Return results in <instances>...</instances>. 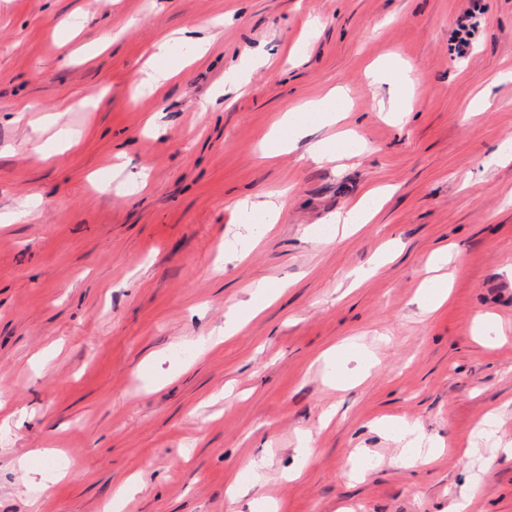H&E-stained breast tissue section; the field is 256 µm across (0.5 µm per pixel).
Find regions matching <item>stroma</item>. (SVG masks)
I'll return each instance as SVG.
<instances>
[{"label": "stroma", "instance_id": "obj_1", "mask_svg": "<svg viewBox=\"0 0 512 512\" xmlns=\"http://www.w3.org/2000/svg\"><path fill=\"white\" fill-rule=\"evenodd\" d=\"M192 27L207 54L133 96L151 46L188 58ZM392 56L419 75L402 124L369 76ZM338 87L358 157L304 159L331 133L315 124L258 157L281 113ZM509 142L512 0H0V512H451L464 491L467 512H512ZM379 184L395 192L372 223L329 224ZM269 192L282 217L249 236L231 204ZM449 246L450 298L423 314L427 261ZM259 284L280 293L212 344ZM349 346L376 364L331 387L323 357ZM379 421L444 451L390 465ZM483 422L497 442L475 440ZM37 448L70 459L45 492L21 467ZM260 457L263 479L229 494Z\"/></svg>", "mask_w": 512, "mask_h": 512}]
</instances>
